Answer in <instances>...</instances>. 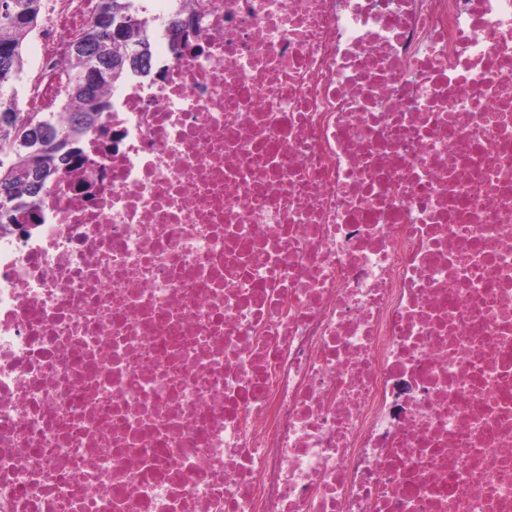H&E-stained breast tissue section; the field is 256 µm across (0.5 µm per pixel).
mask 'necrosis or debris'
<instances>
[{
  "instance_id": "1",
  "label": "necrosis or debris",
  "mask_w": 512,
  "mask_h": 512,
  "mask_svg": "<svg viewBox=\"0 0 512 512\" xmlns=\"http://www.w3.org/2000/svg\"><path fill=\"white\" fill-rule=\"evenodd\" d=\"M149 2L0 230V512H512V0Z\"/></svg>"
}]
</instances>
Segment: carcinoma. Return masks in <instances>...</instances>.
I'll return each instance as SVG.
<instances>
[{
    "label": "carcinoma",
    "mask_w": 512,
    "mask_h": 512,
    "mask_svg": "<svg viewBox=\"0 0 512 512\" xmlns=\"http://www.w3.org/2000/svg\"><path fill=\"white\" fill-rule=\"evenodd\" d=\"M143 2L144 0H105L106 10L113 18L131 16L135 18L136 26L124 38L102 32L93 23L88 24V36L93 39L92 51L105 65L106 73L97 76L88 71L91 59L81 51H68L60 80L85 77L91 83V90L86 91L72 82L61 84L58 89L57 111H35L33 115L25 118L19 91L11 93L0 90V116L11 114L14 117L11 122H0V179L24 185L34 177H39L40 190L28 199L30 214L33 215L36 225L41 223L42 202L51 179L64 167L83 160L84 136L97 127L103 112L110 108L103 88L121 82L132 73H143L150 66L157 18L147 12ZM31 33L32 30L26 25L7 19L0 13V45L11 44L17 48L15 54L8 59L10 71L24 73V45ZM132 42L140 44L141 55L145 57V63L136 67L128 63ZM73 105L78 106V110L73 112L70 122L66 125L60 124L56 112H66ZM35 122L49 127L53 138L61 139L59 145L46 150L42 155L33 152L25 133V125Z\"/></svg>",
    "instance_id": "1"
}]
</instances>
